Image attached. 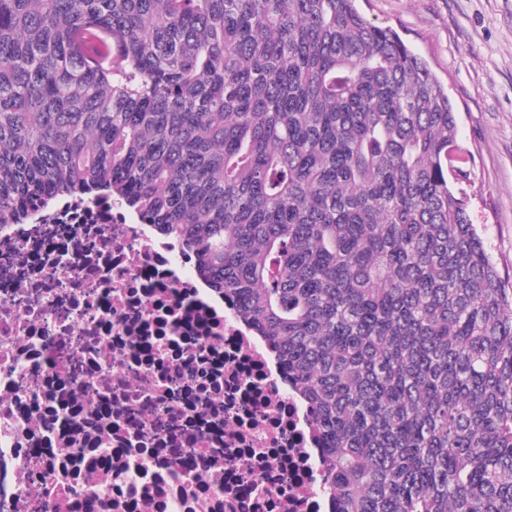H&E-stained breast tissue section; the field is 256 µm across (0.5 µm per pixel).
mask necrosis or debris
<instances>
[{
  "mask_svg": "<svg viewBox=\"0 0 512 512\" xmlns=\"http://www.w3.org/2000/svg\"><path fill=\"white\" fill-rule=\"evenodd\" d=\"M312 413L119 203L0 229V512H323Z\"/></svg>",
  "mask_w": 512,
  "mask_h": 512,
  "instance_id": "necrosis-or-debris-1",
  "label": "necrosis or debris"
}]
</instances>
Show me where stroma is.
<instances>
[{
  "label": "stroma",
  "mask_w": 512,
  "mask_h": 512,
  "mask_svg": "<svg viewBox=\"0 0 512 512\" xmlns=\"http://www.w3.org/2000/svg\"><path fill=\"white\" fill-rule=\"evenodd\" d=\"M430 65L457 113L454 187L502 273L512 274V0H360Z\"/></svg>",
  "instance_id": "1"
}]
</instances>
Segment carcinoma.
Masks as SVG:
<instances>
[{
	"mask_svg": "<svg viewBox=\"0 0 512 512\" xmlns=\"http://www.w3.org/2000/svg\"><path fill=\"white\" fill-rule=\"evenodd\" d=\"M356 2L0 0V227L113 198L194 253L331 512H512V287L447 92Z\"/></svg>",
	"mask_w": 512,
	"mask_h": 512,
	"instance_id": "cac0c4a2",
	"label": "carcinoma"
}]
</instances>
